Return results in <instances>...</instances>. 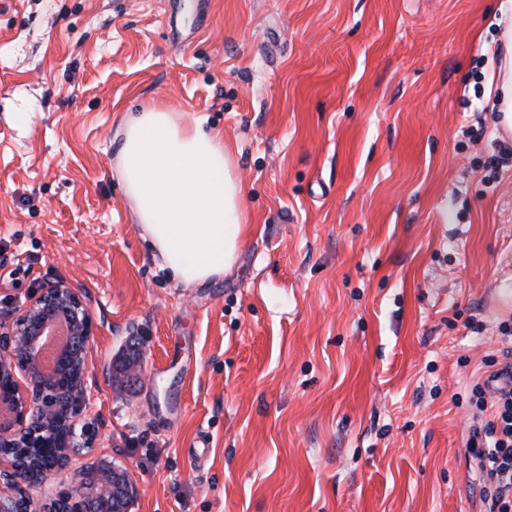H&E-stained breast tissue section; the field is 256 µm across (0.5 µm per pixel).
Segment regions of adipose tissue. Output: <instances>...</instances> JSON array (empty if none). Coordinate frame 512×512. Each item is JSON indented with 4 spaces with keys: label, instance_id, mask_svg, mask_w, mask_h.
I'll return each mask as SVG.
<instances>
[{
    "label": "adipose tissue",
    "instance_id": "obj_1",
    "mask_svg": "<svg viewBox=\"0 0 512 512\" xmlns=\"http://www.w3.org/2000/svg\"><path fill=\"white\" fill-rule=\"evenodd\" d=\"M504 57L497 101L501 126L512 131V0L499 4ZM118 167L137 224L161 258V269L191 287L224 275L246 232L243 192L224 136L201 117L146 104L127 117Z\"/></svg>",
    "mask_w": 512,
    "mask_h": 512
}]
</instances>
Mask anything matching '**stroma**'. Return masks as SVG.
I'll return each mask as SVG.
<instances>
[{
	"label": "stroma",
	"mask_w": 512,
	"mask_h": 512,
	"mask_svg": "<svg viewBox=\"0 0 512 512\" xmlns=\"http://www.w3.org/2000/svg\"><path fill=\"white\" fill-rule=\"evenodd\" d=\"M499 0H0V327L88 304L131 512H489L475 386L512 324ZM156 102L232 149L234 268L171 280L117 161ZM140 351L137 380L115 366Z\"/></svg>",
	"instance_id": "35a3bbf8"
}]
</instances>
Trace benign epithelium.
Returning <instances> with one entry per match:
<instances>
[{"instance_id":"1","label":"benign epithelium","mask_w":512,"mask_h":512,"mask_svg":"<svg viewBox=\"0 0 512 512\" xmlns=\"http://www.w3.org/2000/svg\"><path fill=\"white\" fill-rule=\"evenodd\" d=\"M59 318L67 322L69 343L46 373L38 361L41 339ZM92 335L84 299L64 281L42 289L8 331L0 332V383L8 381L0 393L6 411L0 418V512H92L89 503L112 497L119 470L111 462L72 465V418L88 404L83 379ZM34 448L55 449L54 464L21 465L19 453ZM53 473L70 475L73 490L48 501L35 489Z\"/></svg>"}]
</instances>
